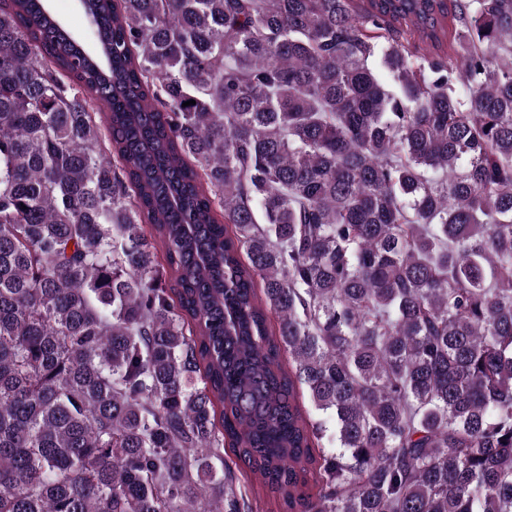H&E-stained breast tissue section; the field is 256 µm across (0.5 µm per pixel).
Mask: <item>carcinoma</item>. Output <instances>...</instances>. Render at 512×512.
<instances>
[{
  "label": "carcinoma",
  "mask_w": 512,
  "mask_h": 512,
  "mask_svg": "<svg viewBox=\"0 0 512 512\" xmlns=\"http://www.w3.org/2000/svg\"><path fill=\"white\" fill-rule=\"evenodd\" d=\"M81 5L0 0V512H512V0ZM45 3L66 30L76 37L86 50L96 51L97 41L90 32L78 0H46Z\"/></svg>",
  "instance_id": "1"
}]
</instances>
